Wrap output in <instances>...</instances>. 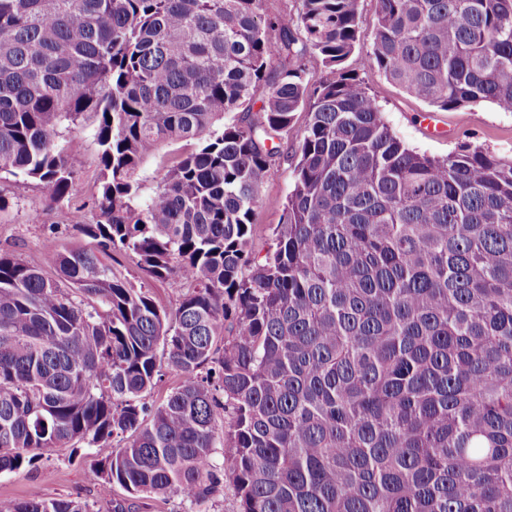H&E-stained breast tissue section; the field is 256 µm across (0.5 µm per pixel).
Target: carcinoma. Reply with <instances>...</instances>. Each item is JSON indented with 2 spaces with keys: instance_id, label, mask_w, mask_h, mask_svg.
Listing matches in <instances>:
<instances>
[{
  "instance_id": "1",
  "label": "carcinoma",
  "mask_w": 512,
  "mask_h": 512,
  "mask_svg": "<svg viewBox=\"0 0 512 512\" xmlns=\"http://www.w3.org/2000/svg\"><path fill=\"white\" fill-rule=\"evenodd\" d=\"M265 2L0 0V174L60 204L81 169L61 130L87 113L101 165L88 243L44 240L55 276L0 252V473L115 436L91 474L133 496L197 505L227 475L237 512H512V158L408 148L345 66L368 42L432 107L512 112V0H376L369 32L361 0ZM178 141L196 148L141 198L140 165ZM126 256L187 289L175 310ZM165 366L181 382L153 408ZM290 189L287 165L275 167L261 188V202L256 210L253 251L256 257L265 255L269 228L280 223L283 206ZM120 261L122 264H115V269H117L122 276L132 282L137 288H139L140 285L147 288L158 305L165 308L167 311H171L176 307L180 296L178 288H173L168 283L145 280L136 266V261L131 258H120Z\"/></svg>"
}]
</instances>
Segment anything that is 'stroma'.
Instances as JSON below:
<instances>
[{"label":"stroma","mask_w":512,"mask_h":512,"mask_svg":"<svg viewBox=\"0 0 512 512\" xmlns=\"http://www.w3.org/2000/svg\"><path fill=\"white\" fill-rule=\"evenodd\" d=\"M346 67L364 80L386 121L408 147L444 157L460 146L471 145L494 156H512V113L499 111L488 102L450 111L432 110L370 67L362 47L355 50ZM95 127V117L84 115L80 125L63 130L60 139L65 149L82 161L70 192L69 208L87 222L93 219L92 194L101 173ZM289 189L287 168H274L261 189V202L256 210L255 256L265 255L269 229L279 224ZM49 236L56 237L67 248L84 241L68 225L65 213L48 206L36 182L20 181L8 175L0 177V251L41 266L51 277L55 270L43 249V242ZM112 450L109 442L53 449L36 467L0 473V498L23 499L36 491L51 498L85 502L92 512H112L113 501L125 498V491L117 484L93 481L88 476L89 469ZM137 505V512H236L237 499L232 484L228 483L209 501L191 509L174 494L145 496L138 499Z\"/></svg>","instance_id":"stroma-1"}]
</instances>
